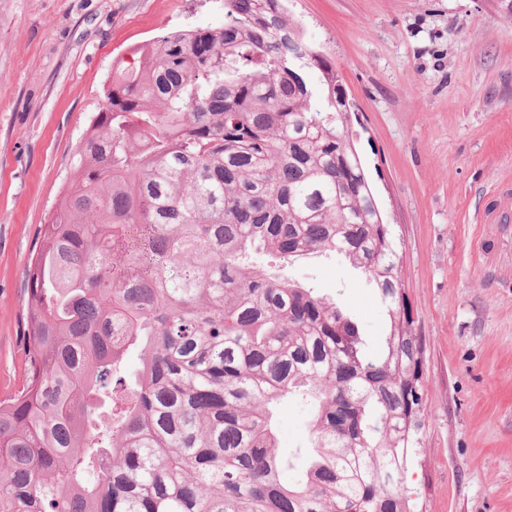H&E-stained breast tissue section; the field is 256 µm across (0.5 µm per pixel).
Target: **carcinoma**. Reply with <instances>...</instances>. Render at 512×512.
I'll list each match as a JSON object with an SVG mask.
<instances>
[{"mask_svg":"<svg viewBox=\"0 0 512 512\" xmlns=\"http://www.w3.org/2000/svg\"><path fill=\"white\" fill-rule=\"evenodd\" d=\"M133 54L26 266L0 512H419L401 485L422 445V351L336 64L283 0H224V26ZM327 254L377 288L380 351L261 266ZM288 397L311 410L291 486Z\"/></svg>","mask_w":512,"mask_h":512,"instance_id":"carcinoma-1","label":"carcinoma"}]
</instances>
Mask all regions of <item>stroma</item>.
<instances>
[{
	"mask_svg": "<svg viewBox=\"0 0 512 512\" xmlns=\"http://www.w3.org/2000/svg\"><path fill=\"white\" fill-rule=\"evenodd\" d=\"M330 57L356 147L397 238L423 346L422 446L404 488L423 512H512V249L479 223L512 183V16L503 0H287ZM224 0H0V398L23 362L25 268L116 62L167 32L218 27ZM338 303L370 349L388 312L340 257L284 265ZM310 409L276 418L281 454Z\"/></svg>",
	"mask_w": 512,
	"mask_h": 512,
	"instance_id": "stroma-1",
	"label": "stroma"
}]
</instances>
